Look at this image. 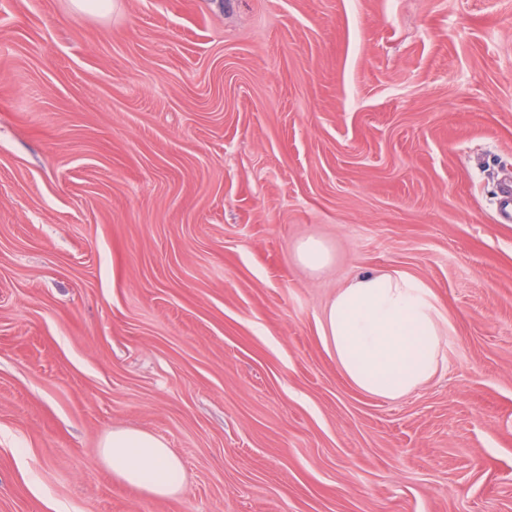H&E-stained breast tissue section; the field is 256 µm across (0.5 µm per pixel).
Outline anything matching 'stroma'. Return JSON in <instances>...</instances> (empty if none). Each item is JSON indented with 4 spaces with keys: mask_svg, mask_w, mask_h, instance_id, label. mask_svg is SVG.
Masks as SVG:
<instances>
[{
    "mask_svg": "<svg viewBox=\"0 0 512 512\" xmlns=\"http://www.w3.org/2000/svg\"><path fill=\"white\" fill-rule=\"evenodd\" d=\"M508 177L512 0H0V512H512ZM370 270L452 323L396 401L320 335ZM296 255L300 263L312 270L322 268L331 258L324 245L315 239H308L300 243ZM100 460L120 484L156 499L170 498L187 484L186 472L172 448L141 430L117 429L100 448Z\"/></svg>",
    "mask_w": 512,
    "mask_h": 512,
    "instance_id": "obj_1",
    "label": "stroma"
}]
</instances>
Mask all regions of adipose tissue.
I'll list each match as a JSON object with an SVG mask.
<instances>
[{
    "instance_id": "obj_1",
    "label": "adipose tissue",
    "mask_w": 512,
    "mask_h": 512,
    "mask_svg": "<svg viewBox=\"0 0 512 512\" xmlns=\"http://www.w3.org/2000/svg\"><path fill=\"white\" fill-rule=\"evenodd\" d=\"M451 323L435 293L401 271L357 274L323 313V341L341 374L361 392L395 400L419 390L443 366ZM100 460L120 484L156 499L182 492L186 472L171 448L141 430L117 429Z\"/></svg>"
}]
</instances>
